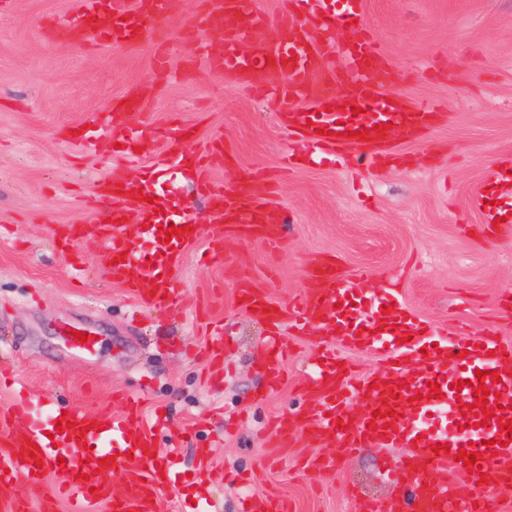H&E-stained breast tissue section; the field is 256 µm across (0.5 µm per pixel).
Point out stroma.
I'll use <instances>...</instances> for the list:
<instances>
[{
    "instance_id": "1",
    "label": "stroma",
    "mask_w": 512,
    "mask_h": 512,
    "mask_svg": "<svg viewBox=\"0 0 512 512\" xmlns=\"http://www.w3.org/2000/svg\"><path fill=\"white\" fill-rule=\"evenodd\" d=\"M74 0H15L0 12V366L19 383L0 387V408L17 391L91 412L119 411L113 392L140 397L146 413H168L156 431L162 454L181 474L159 512H239L244 495H276L292 512H355V495L386 504L399 477L402 449L369 448L326 473L308 460L335 455L298 434L274 437L282 414L311 407L303 389L320 350L313 331L291 336L284 381L271 388L263 367L268 330L238 301L247 273L272 300L286 304L309 288V270L332 258L346 275L370 270L364 288L398 289L405 306L433 328L464 323L512 341V317L500 305L512 289V242L489 238L477 193L512 208V181L487 183L512 164V0H364L365 19L385 52L386 88L410 102H434L450 118L417 140L398 139L410 165L380 172L344 165H301L284 172L295 143L281 124L287 100L267 80L241 88L204 61L188 64V46L171 41L169 64L156 67L148 45L91 46L83 32L49 42L55 18L71 17ZM141 86L153 88L139 122L152 132L172 119L191 129V144H218L210 158L216 183L276 188L275 207L288 224L279 251L259 238L225 232L208 199L179 175L160 184L201 227L176 279L221 324L214 337L195 326L179 302L139 306L106 269L99 240L79 238L83 259L73 279L62 242L97 207L96 186L114 169L151 172L164 152L153 139L136 160L103 135L99 118L110 101ZM94 139L84 149L71 135ZM93 336L92 354L69 342L72 331ZM222 345L227 371L210 375L201 356ZM213 468L205 492L191 477L199 448Z\"/></svg>"
}]
</instances>
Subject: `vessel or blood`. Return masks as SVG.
I'll return each mask as SVG.
<instances>
[{
	"label": "vessel or blood",
	"mask_w": 512,
	"mask_h": 512,
	"mask_svg": "<svg viewBox=\"0 0 512 512\" xmlns=\"http://www.w3.org/2000/svg\"><path fill=\"white\" fill-rule=\"evenodd\" d=\"M362 3L283 0V18L273 38L260 39L256 32L264 19L252 0H208L204 21L223 30L221 50L208 51L192 26L183 28L181 40L241 88L271 77L277 95L297 100V107L281 115L298 137L295 159L342 156L369 167H401L404 159L392 151L397 137L433 129L445 115L435 104L416 105L383 92L388 65L364 19ZM76 5L73 19L50 21V39L62 40L79 27L92 40L122 48L166 26L179 8L178 0H76ZM339 24L353 25V37L334 52L319 49L318 37L329 36ZM245 41L250 44L246 50L241 47ZM148 98L145 89L131 93L103 119V130L122 143L127 156L149 143L137 123ZM355 106L365 108L366 116H353ZM188 134L180 122H172L167 167L179 172L195 169L199 191L212 198L216 217L226 228L248 226L267 242H280L283 228L265 195L215 185L207 153L180 150ZM106 190L111 204L92 212L85 226L104 246L109 276L140 303L167 307L177 291L175 273L183 250L196 238L188 230L191 214L180 217L185 232L168 235L161 218L170 209V199L152 179L133 169L113 174ZM485 200L482 194L475 198L486 222L496 223V237L511 241L512 210L486 208ZM359 283V278H344L339 268L324 267L315 271L304 296L286 307L264 291L241 288V304L257 320L277 330L291 317L296 325L315 328L323 341L308 390L313 410L278 417V433L295 429L310 443H335L336 455L312 461V470L318 472L338 468L363 448L404 449L397 493L382 507L358 499L357 512H487L479 503L476 480L459 478L466 463L458 453L473 448L482 468L496 470L500 490L512 491V435L499 425L500 419H512V345L490 330L469 337L461 326L431 329L396 295L366 293ZM348 350L384 354L387 364L364 379L353 378L344 357ZM480 371L487 377L478 386L474 380ZM492 371L498 372L499 381L489 379ZM481 387L489 390L485 406L500 405L504 411L479 426L463 407L473 403ZM353 400L365 404L356 420L346 410ZM62 420L70 426L60 431L56 424ZM437 444L444 445V452L434 453ZM33 450L38 453L34 459L29 456ZM49 469L61 479L55 494L43 488ZM115 471L125 477L118 496L107 481ZM175 481V463L159 455L136 398H123L117 413L92 414L52 403L47 416L38 419L23 401L0 411V512H29L33 506L39 512H55L61 496L70 512H88L98 503L109 512H159L161 494Z\"/></svg>",
	"instance_id": "1"
}]
</instances>
